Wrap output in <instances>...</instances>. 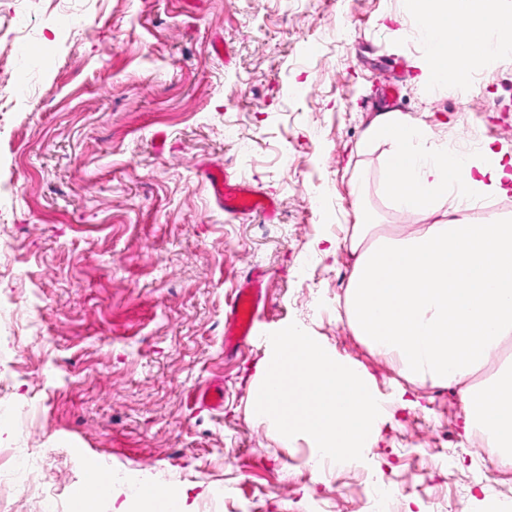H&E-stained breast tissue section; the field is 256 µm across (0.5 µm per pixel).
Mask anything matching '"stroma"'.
Masks as SVG:
<instances>
[{"mask_svg": "<svg viewBox=\"0 0 512 512\" xmlns=\"http://www.w3.org/2000/svg\"><path fill=\"white\" fill-rule=\"evenodd\" d=\"M22 17L34 57L26 97L0 104V298L39 315L0 327V451L39 448L64 506L93 466L152 483L187 512H366L370 481L399 489L396 512L512 507V467L492 466L466 422L463 385L407 377L359 336L346 306L355 256L353 188L377 234H409L384 196V148L357 145L376 120L363 103L380 72L403 67L401 112L434 143L465 137L512 158V60L476 73L457 109L427 90L404 0H0ZM377 51L356 54L358 41ZM222 53H215V43ZM271 194L276 217L224 211L211 163ZM336 241L328 254L315 246ZM263 269L264 340L224 352L237 282ZM297 324L377 392L379 436L361 461L312 465L305 434L260 421L250 389L269 333ZM224 382V407L188 394Z\"/></svg>", "mask_w": 512, "mask_h": 512, "instance_id": "35a3bbf8", "label": "stroma"}]
</instances>
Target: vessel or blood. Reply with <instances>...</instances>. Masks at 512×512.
Returning <instances> with one entry per match:
<instances>
[{
    "label": "vessel or blood",
    "instance_id": "1",
    "mask_svg": "<svg viewBox=\"0 0 512 512\" xmlns=\"http://www.w3.org/2000/svg\"><path fill=\"white\" fill-rule=\"evenodd\" d=\"M432 39L439 48L440 65L450 69L458 66L471 46L470 41L449 33L447 27L438 22L432 26ZM205 179L217 203L223 205L225 212L233 215H274V198L246 183L231 181L223 163L218 162L207 167ZM265 305L266 297L257 277H246L244 283L237 287L224 313L227 350L242 348L250 336L256 335V323ZM190 400L197 408L217 410L224 404V390L219 384L209 383L193 392Z\"/></svg>",
    "mask_w": 512,
    "mask_h": 512
}]
</instances>
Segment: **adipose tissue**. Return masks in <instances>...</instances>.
<instances>
[{"instance_id":"obj_1","label":"adipose tissue","mask_w":512,"mask_h":512,"mask_svg":"<svg viewBox=\"0 0 512 512\" xmlns=\"http://www.w3.org/2000/svg\"><path fill=\"white\" fill-rule=\"evenodd\" d=\"M421 33L430 21L464 25L479 39L462 67H439L427 43L417 62L426 85L459 83L499 57L498 40L512 41V7L505 0H405ZM424 124L399 112L375 121L359 143L385 147V163L398 178L383 184L398 209L435 215L410 236L372 237L373 212L358 203L348 246L356 261L347 310L358 333L376 352L392 356L408 375L434 384L472 375L489 353L512 338V218L489 214L485 223L466 214L487 197L512 189V158L491 144L459 161L462 177L449 184L442 155L426 146ZM470 427L486 441L492 462L512 467V367L463 392Z\"/></svg>"}]
</instances>
